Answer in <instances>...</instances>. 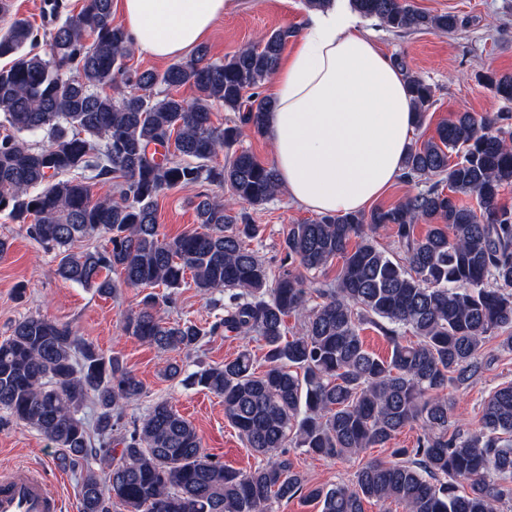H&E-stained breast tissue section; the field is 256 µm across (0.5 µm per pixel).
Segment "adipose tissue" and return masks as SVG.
<instances>
[{"label":"adipose tissue","mask_w":512,"mask_h":512,"mask_svg":"<svg viewBox=\"0 0 512 512\" xmlns=\"http://www.w3.org/2000/svg\"><path fill=\"white\" fill-rule=\"evenodd\" d=\"M230 0H116L134 48L188 55ZM266 125L280 185L317 214L364 210L403 173L413 114L402 74L349 11H311L273 75Z\"/></svg>","instance_id":"obj_1"}]
</instances>
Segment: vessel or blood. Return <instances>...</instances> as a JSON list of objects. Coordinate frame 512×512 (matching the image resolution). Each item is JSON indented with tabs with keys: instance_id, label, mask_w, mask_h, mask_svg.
Masks as SVG:
<instances>
[{
	"instance_id": "obj_1",
	"label": "vessel or blood",
	"mask_w": 512,
	"mask_h": 512,
	"mask_svg": "<svg viewBox=\"0 0 512 512\" xmlns=\"http://www.w3.org/2000/svg\"><path fill=\"white\" fill-rule=\"evenodd\" d=\"M59 497L48 492L42 470L28 466L0 469V512H61Z\"/></svg>"
}]
</instances>
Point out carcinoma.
Listing matches in <instances>:
<instances>
[{
  "label": "carcinoma",
  "instance_id": "cac0c4a2",
  "mask_svg": "<svg viewBox=\"0 0 512 512\" xmlns=\"http://www.w3.org/2000/svg\"><path fill=\"white\" fill-rule=\"evenodd\" d=\"M113 0H45L50 28L39 32L0 0V213L27 225L54 251L55 274L101 296L121 288L145 294L123 317V331L156 349L190 355L219 331L262 342V364L241 351L188 372L165 374L224 398V417L258 459L248 471L224 466L202 447L193 423L167 401L140 419L126 408L144 386L118 357H107L67 324L28 316L0 341V409L38 430L65 465L93 458L83 478L81 512H273L300 496L320 512H501L512 500V381L484 399L477 427L452 421L448 389L469 386L490 361L485 345L512 349V186L509 119L459 112L436 136L411 145L407 182L424 188L388 208L325 215L284 231L277 270L252 243L255 209L280 189L276 169L240 147L245 130L265 131L271 100L261 88L297 30L279 28L222 61L199 48L162 72L133 69L128 33ZM364 18L394 32L451 33L462 20L432 14L413 0H349ZM48 52L34 53L40 39ZM407 82L420 127L435 87L393 57ZM506 102L512 74L484 76ZM188 88L190 97L179 95ZM237 116L217 126L214 111ZM224 162H217L219 155ZM457 160H451V157ZM115 186L97 198L98 182ZM227 189L197 196L199 228L169 237L158 201L177 186ZM476 196L478 208L462 197ZM428 225L424 235L417 226ZM391 226L396 250L374 231ZM103 233L100 249L71 245ZM191 278L203 294L222 292L224 316L204 329L164 321ZM304 316L293 335L287 318ZM375 325L391 344L379 358L361 331ZM92 422L80 416L88 403ZM410 448L369 459L347 482L316 484L289 449L329 459L385 448L404 429Z\"/></svg>",
  "mask_w": 512,
  "mask_h": 512
}]
</instances>
